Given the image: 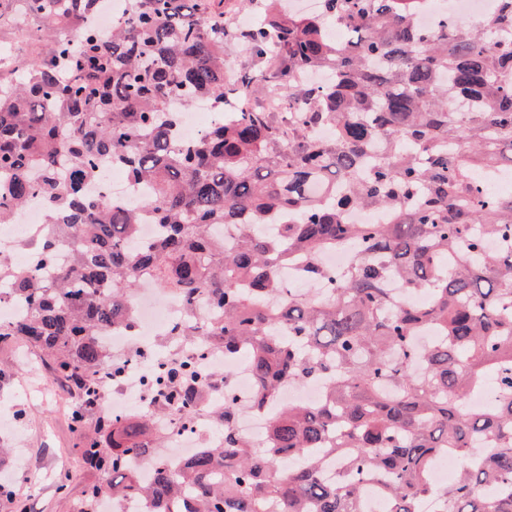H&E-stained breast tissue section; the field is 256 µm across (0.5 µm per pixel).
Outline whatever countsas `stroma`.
Listing matches in <instances>:
<instances>
[{
  "label": "stroma",
  "instance_id": "1",
  "mask_svg": "<svg viewBox=\"0 0 512 512\" xmlns=\"http://www.w3.org/2000/svg\"><path fill=\"white\" fill-rule=\"evenodd\" d=\"M11 365L15 375L0 382V409L8 412L14 433L0 432V446L13 449L20 471L12 481L27 502L29 512H67L98 474L82 467L74 447L78 434L70 416L76 409L63 380L52 392L40 389L46 373L42 354L18 343L0 347V365Z\"/></svg>",
  "mask_w": 512,
  "mask_h": 512
}]
</instances>
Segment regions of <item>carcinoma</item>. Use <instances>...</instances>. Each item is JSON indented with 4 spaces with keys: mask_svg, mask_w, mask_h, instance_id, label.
<instances>
[{
    "mask_svg": "<svg viewBox=\"0 0 512 512\" xmlns=\"http://www.w3.org/2000/svg\"><path fill=\"white\" fill-rule=\"evenodd\" d=\"M422 2L323 0L315 16L273 11L241 28L244 0H132L130 19L102 34L91 23L100 0H0V27L21 17L34 46L26 63L0 68V224L33 195L50 207L47 231L18 244L46 275L0 260V288L28 306L0 320V346L46 352L79 401L73 427L95 412L97 432L112 436L80 439L77 453L105 482L73 512L125 496L152 512H362L366 481L381 484L392 512H421L430 496L445 512H512V193L477 181L512 170V0L479 28L421 29ZM226 45L249 61L231 77ZM263 82L277 104L257 101ZM199 96L239 108L180 141L170 100ZM324 126L332 138L314 134ZM109 160L150 193L137 203L89 195ZM352 208L386 221L354 224ZM146 222L161 228L151 240L140 237ZM225 224L240 225L231 247L216 236ZM349 247L341 276L320 263ZM282 266L330 296L283 293ZM387 276L430 289V301L395 307ZM145 283L182 299L175 335L250 353L258 406L312 379L325 383L324 404L283 407L257 452L235 431L231 373L171 360L144 374L146 389L185 420L209 391L224 392V430L180 468L160 458L141 480L130 464L157 452L163 432L150 414L112 417L100 374L114 384L128 374L102 338L132 325ZM201 298L215 316L203 317ZM429 329L437 339L418 345ZM493 370V402L468 406ZM477 441L488 453L433 488L431 461ZM338 454L348 471L328 484L321 470ZM2 506L28 512L10 483Z\"/></svg>",
    "mask_w": 512,
    "mask_h": 512,
    "instance_id": "1",
    "label": "carcinoma"
}]
</instances>
